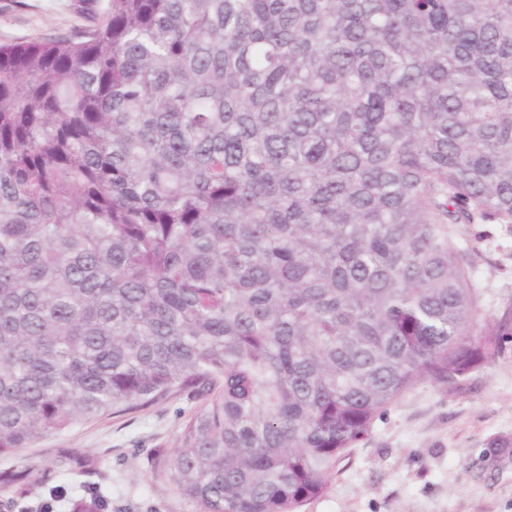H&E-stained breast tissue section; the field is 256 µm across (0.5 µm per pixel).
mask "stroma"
I'll return each mask as SVG.
<instances>
[{"label": "stroma", "instance_id": "stroma-1", "mask_svg": "<svg viewBox=\"0 0 512 512\" xmlns=\"http://www.w3.org/2000/svg\"><path fill=\"white\" fill-rule=\"evenodd\" d=\"M107 0H0V44L42 38L89 24ZM461 241L476 246L472 282L479 319L512 318V226L471 224ZM195 401L190 393L98 417L0 454V505L38 506L60 486L70 500L99 492L103 512H194L154 471V459L179 445ZM512 341L495 361L453 389L418 382L377 418L370 434L337 465L325 492L298 512H512ZM42 475L27 488L12 481L24 469Z\"/></svg>", "mask_w": 512, "mask_h": 512}]
</instances>
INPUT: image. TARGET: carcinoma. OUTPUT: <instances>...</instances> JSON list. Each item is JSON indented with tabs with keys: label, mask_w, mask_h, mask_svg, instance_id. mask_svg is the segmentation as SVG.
I'll return each instance as SVG.
<instances>
[{
	"label": "carcinoma",
	"mask_w": 512,
	"mask_h": 512,
	"mask_svg": "<svg viewBox=\"0 0 512 512\" xmlns=\"http://www.w3.org/2000/svg\"><path fill=\"white\" fill-rule=\"evenodd\" d=\"M512 224V0H109L0 44V454L201 397L195 512H298L480 324ZM479 237L482 239L480 240ZM459 238L476 246L472 282L481 293L480 323L512 318V225L471 224L459 227Z\"/></svg>",
	"instance_id": "cac0c4a2"
}]
</instances>
